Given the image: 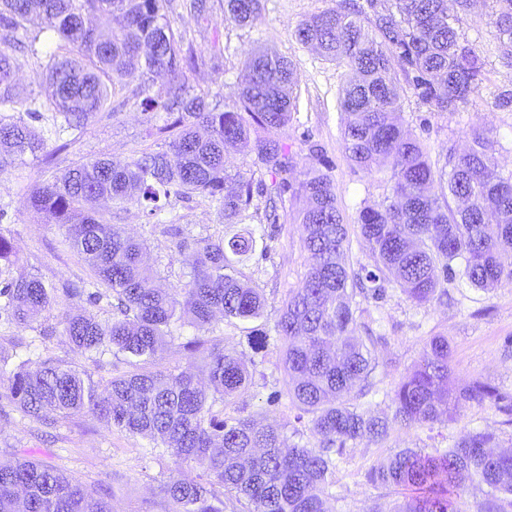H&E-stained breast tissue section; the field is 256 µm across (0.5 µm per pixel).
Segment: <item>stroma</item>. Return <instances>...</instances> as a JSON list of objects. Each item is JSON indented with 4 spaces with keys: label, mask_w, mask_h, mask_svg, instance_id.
Instances as JSON below:
<instances>
[{
    "label": "stroma",
    "mask_w": 512,
    "mask_h": 512,
    "mask_svg": "<svg viewBox=\"0 0 512 512\" xmlns=\"http://www.w3.org/2000/svg\"><path fill=\"white\" fill-rule=\"evenodd\" d=\"M339 0H262L260 15L253 24L240 28L224 20V0H212L208 21H196L187 11L172 16L175 28L185 31L202 65L189 77L192 93H207L210 103L229 104L239 92V76L247 53L264 47L275 50L291 64L297 78V108L292 119L279 133L300 166L323 161L327 166L344 221L356 224L362 204H378L391 194L387 173H366L346 157L340 136L338 90L346 71L324 60L316 51L299 44L294 37L297 23L306 16L335 7ZM488 0L463 17L460 28L483 56L486 80L472 102L457 112H435L420 104L412 90L402 96L401 122L426 147L435 166L445 165L449 149L463 150L470 143L472 128L486 129L496 142L495 157L502 175L512 174V108L497 107L498 94L512 91V67L501 58L495 30L489 22ZM55 39L45 40L38 55L19 51L15 34L0 27V50L15 55L19 68L15 81L20 93H34L47 99L44 86ZM148 86L150 96L164 95L168 78L144 77L134 73L126 78L123 90L112 98L111 110L96 113L87 126L65 140H48L43 152L18 156L0 173V236L9 240L17 258L12 275L31 273L56 286L89 282L86 265L70 249L60 244L62 234L54 217L34 214L28 205V193L34 185L53 180L54 176L76 164L99 157L128 161L143 150L162 149L155 135V124L138 91ZM104 220L124 225L127 231L145 241L144 259L155 265L161 282L180 286L191 278L188 251L178 250L176 240L167 232L168 225L184 230L187 242L224 235V215L217 202L195 196L169 198L159 218L146 216L134 202L123 208L100 202ZM266 256H254L244 267V274L262 288L266 299L263 319L273 326L289 288L298 285L305 273V252L299 225L279 226L269 240ZM447 296L419 306L388 286L384 300L368 303L372 317L378 318L386 341L378 345L376 356L383 367L380 392L371 399L374 413H391V396L405 372L416 364L426 343L434 336L448 339L450 386L461 390L473 380H481L503 392H512V354L505 341L512 337V282L502 281L484 291L455 283L448 284ZM68 303L53 306L48 324L55 332L39 341L32 328L0 325V355H30L58 358L72 367L87 371L94 379H109L113 370L107 362H95L89 355L73 350L62 335V321ZM249 326L237 321L216 319L209 338L227 348L243 353L254 363L253 381L241 396L227 403L224 412L254 415L286 431L300 430L301 439L313 443L308 422L295 421L288 402L270 403L274 392L283 390L284 373L280 365L279 343H270L254 352L246 336ZM7 377H0V462L25 453L65 472L82 483L94 497L108 498L113 512H166L167 502L160 484L175 470L168 455L143 456L145 439L115 427L105 426L94 414L59 418L46 425L21 417L9 394ZM488 429L499 437V446L512 448V425L490 403H463L458 421L440 420L409 428L392 426L385 440L357 441L349 445L333 475L342 512H388L398 498L397 490L368 480L370 467L379 465L406 448L426 452L451 446L469 431Z\"/></svg>",
    "instance_id": "35a3bbf8"
}]
</instances>
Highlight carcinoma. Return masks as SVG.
I'll return each mask as SVG.
<instances>
[{
	"label": "carcinoma",
	"mask_w": 512,
	"mask_h": 512,
	"mask_svg": "<svg viewBox=\"0 0 512 512\" xmlns=\"http://www.w3.org/2000/svg\"><path fill=\"white\" fill-rule=\"evenodd\" d=\"M363 7L342 0L315 13L295 29V39L329 62L344 67L338 90L341 140L347 158L371 173L390 166L392 196L359 210L358 230L370 262H347L349 225L344 223L330 175L297 168L293 154L276 135L296 109L291 65L274 51L251 52L243 63L237 101L219 109L190 95L188 74L198 57L186 34L173 29L176 0H0V21L22 32L21 43L38 53L40 35L51 32L66 53L48 70V110L61 117L56 132L80 130L103 111L136 69L170 77L166 97H145L166 114L157 128L166 149L131 161L97 158L63 171L31 190L36 212L58 219L63 243L88 265L103 290L58 288L36 276L0 279V313L30 326L60 300L95 306L113 298L116 316L100 321L69 314L63 333L82 353L106 354L135 368L102 382L60 360H13L0 356V374H10V397L22 416L39 421L91 411L108 426L148 440L145 453L168 454L176 472L160 486L168 512H224V492L235 494L244 512H335L330 491L335 456L356 440L384 439L390 423L410 426L441 416L458 419L460 398L491 400L512 424V393L479 380L462 393L448 385V339L434 336L421 360L396 386L392 419L372 415L363 399L376 394L375 355L380 336H355L360 304L381 300L393 282L419 305L431 302L441 282L460 281L490 290L512 280V175L495 170L494 141L473 130L463 152L449 149L450 170L434 168L422 143L399 125L403 85L434 112L467 106L484 81L485 62L461 33L459 14L471 0H366ZM491 24L501 55L512 64V0H491ZM260 0H225L224 20L251 23ZM124 24L112 31V16ZM42 27L30 31L32 17ZM95 17L90 29L84 19ZM17 60L0 50V111L33 101L16 91ZM267 137L254 143L257 163L269 179L237 174V188L224 193L225 153L246 146L253 129ZM44 132L22 122L0 120V172L16 154L43 151ZM216 199L230 232L203 238L193 252L194 274L181 287L153 288L157 272L143 265V244L95 210L106 199L117 208L144 203L154 217L161 198ZM457 203L453 207L450 202ZM250 218L254 223L240 226ZM299 224L307 252L301 285L288 289L271 329L248 336L255 350L271 338L281 343L285 394L309 416L313 445L285 444L284 435L253 416L226 417L214 409L252 384V372L235 352L194 335L185 351L202 360L204 377L181 370L153 372L152 363L172 326L191 319L208 330L215 313L226 320L264 317L262 289L245 279L243 266L267 247L268 228ZM493 432L476 430L433 453L405 448L370 472V479L404 491L388 512H465L463 496L474 484L486 486L477 512L512 508V452L496 453ZM200 470L190 477L181 465ZM0 512H112L103 499L35 458L0 463Z\"/></svg>",
	"instance_id": "1"
}]
</instances>
